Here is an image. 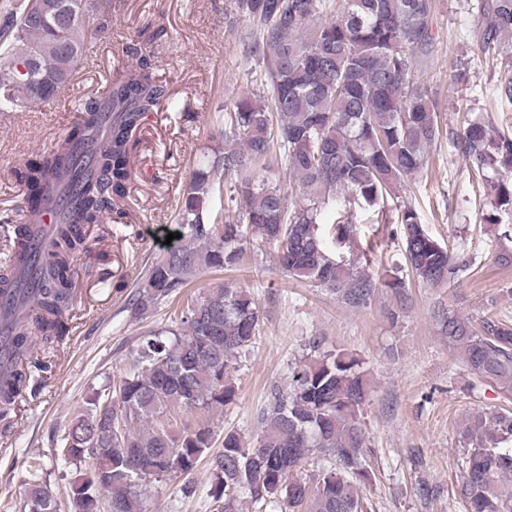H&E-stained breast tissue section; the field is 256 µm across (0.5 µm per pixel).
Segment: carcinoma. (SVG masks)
<instances>
[{
	"label": "carcinoma",
	"mask_w": 512,
	"mask_h": 512,
	"mask_svg": "<svg viewBox=\"0 0 512 512\" xmlns=\"http://www.w3.org/2000/svg\"><path fill=\"white\" fill-rule=\"evenodd\" d=\"M474 50L500 60L497 90L512 103V0H475ZM248 22L247 56L267 86L243 92L215 116L224 148L197 169L186 186L180 228L187 243L169 247L148 267L126 310L143 319L181 298L200 277L237 269L247 249L272 245L286 276L352 308L372 303L381 288L398 302L406 282L390 269L372 275L344 259L359 248L351 209L335 213L330 241L321 215L338 198L373 208L394 198L405 177L420 172L443 138L437 103L416 70L434 52V0H236ZM112 29V0H13L0 22V112H23L56 98L72 83L97 37ZM131 65L105 96L88 98L77 121L53 149L24 164L33 192L29 214L55 210L52 248L29 246L17 227L9 261L26 276L0 274V292L14 294L0 311L10 322L16 365L0 379V418H7L27 387L28 356L65 336L72 304L73 261L87 249L84 224L122 218L138 141L131 130L149 113L174 106L155 73L153 56L135 39L125 46ZM454 84L468 82L469 58L453 65ZM448 141L485 182L497 212H512V133L462 111ZM282 166L297 183L272 182ZM242 214L228 219L226 208ZM406 264L430 288L445 285L466 264L421 223L411 207L398 217ZM438 334L479 381L512 394V323L433 310ZM260 335L254 297L234 279L190 296L171 325L154 330L132 350L126 376L100 388L91 408L62 438L66 460H94L90 476L71 485L74 512H145V490L164 477L191 475L217 441L208 414L235 402L237 355ZM312 337L314 356L292 372L289 385L270 389L251 441L224 432L212 459V512H239L242 500L291 512H367L360 485L373 471L361 417L371 386L364 361L326 350ZM196 413L174 424L172 410ZM458 496L465 512H512V408L475 411L462 427ZM313 464L310 476L303 469ZM27 507L58 512L39 465L30 466Z\"/></svg>",
	"instance_id": "cac0c4a2"
}]
</instances>
